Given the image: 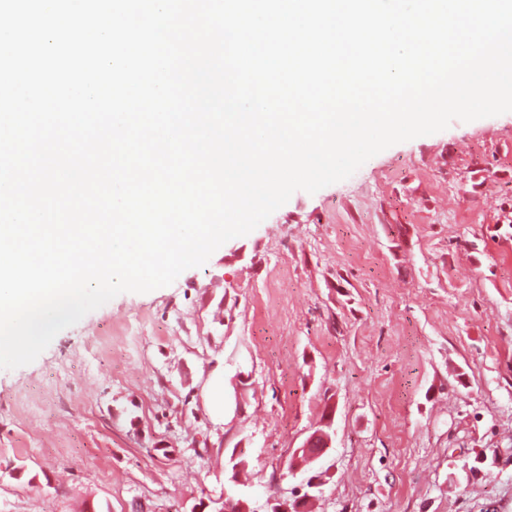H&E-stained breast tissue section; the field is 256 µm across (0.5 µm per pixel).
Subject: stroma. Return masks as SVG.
Wrapping results in <instances>:
<instances>
[{
	"mask_svg": "<svg viewBox=\"0 0 512 512\" xmlns=\"http://www.w3.org/2000/svg\"><path fill=\"white\" fill-rule=\"evenodd\" d=\"M235 473L251 512L311 478L312 512H512V112L295 192L0 370V512H215ZM332 437L331 435L324 431L318 430L310 433L301 443L299 448H296L293 459L290 462V467L288 469V476H294L300 465L303 466H311V465H319L328 448L331 447ZM314 445H317L314 453H311V448Z\"/></svg>",
	"mask_w": 512,
	"mask_h": 512,
	"instance_id": "1",
	"label": "stroma"
}]
</instances>
